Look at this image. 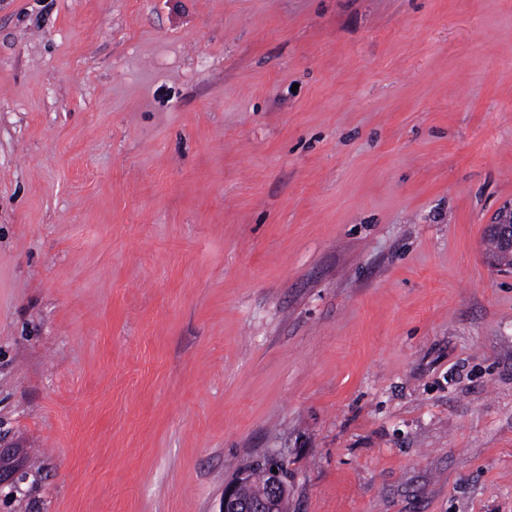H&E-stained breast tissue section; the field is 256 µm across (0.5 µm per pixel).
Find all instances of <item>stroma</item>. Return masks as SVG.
Wrapping results in <instances>:
<instances>
[{"mask_svg":"<svg viewBox=\"0 0 512 512\" xmlns=\"http://www.w3.org/2000/svg\"><path fill=\"white\" fill-rule=\"evenodd\" d=\"M512 0H0V512H512ZM490 235L499 243V249L490 259L491 263L504 271L512 270V210H507L490 225ZM262 465H264L262 468L267 474L266 477L269 478L267 487L261 489L255 497L249 498L264 486L262 469L255 467L249 475L248 472L240 473L224 489L221 512H288L287 462L274 457L267 459ZM273 467L277 468V473L272 472ZM247 475L251 480L242 484ZM238 488L242 497L238 493Z\"/></svg>","mask_w":512,"mask_h":512,"instance_id":"1","label":"stroma"}]
</instances>
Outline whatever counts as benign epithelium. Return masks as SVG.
Returning <instances> with one entry per match:
<instances>
[{
    "label": "benign epithelium",
    "instance_id": "benign-epithelium-1",
    "mask_svg": "<svg viewBox=\"0 0 512 512\" xmlns=\"http://www.w3.org/2000/svg\"><path fill=\"white\" fill-rule=\"evenodd\" d=\"M490 235L499 243L491 263L504 271L512 270V210H507L490 225ZM277 472H272V469ZM263 469L268 478L267 487L253 498H243L238 493L247 473H240L224 489L221 512H288V464L281 458L264 461Z\"/></svg>",
    "mask_w": 512,
    "mask_h": 512
}]
</instances>
